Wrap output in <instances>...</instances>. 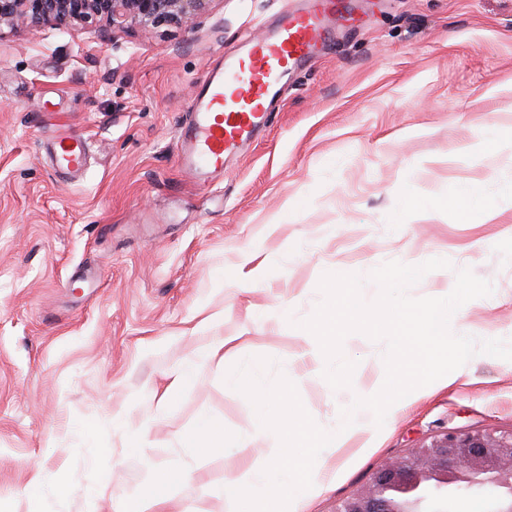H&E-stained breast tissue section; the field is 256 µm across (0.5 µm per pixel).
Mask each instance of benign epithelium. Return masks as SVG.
I'll return each instance as SVG.
<instances>
[{
	"instance_id": "1",
	"label": "benign epithelium",
	"mask_w": 512,
	"mask_h": 512,
	"mask_svg": "<svg viewBox=\"0 0 512 512\" xmlns=\"http://www.w3.org/2000/svg\"><path fill=\"white\" fill-rule=\"evenodd\" d=\"M211 0H0L3 30L149 31L183 25ZM488 492L490 512H512V431L447 432L378 468L336 512H454L461 489Z\"/></svg>"
}]
</instances>
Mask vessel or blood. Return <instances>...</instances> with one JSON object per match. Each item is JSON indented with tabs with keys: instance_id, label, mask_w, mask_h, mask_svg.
Masks as SVG:
<instances>
[{
	"instance_id": "vessel-or-blood-1",
	"label": "vessel or blood",
	"mask_w": 512,
	"mask_h": 512,
	"mask_svg": "<svg viewBox=\"0 0 512 512\" xmlns=\"http://www.w3.org/2000/svg\"><path fill=\"white\" fill-rule=\"evenodd\" d=\"M353 19L346 0H300L251 41L247 52L218 58L188 102L191 119L176 143L181 165L203 184L223 176L225 160L266 126L289 71L329 41L336 23ZM50 152L58 170L73 179L86 167L89 142L62 135L53 139Z\"/></svg>"
}]
</instances>
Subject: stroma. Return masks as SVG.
Returning <instances> with one entry per match:
<instances>
[{
    "label": "stroma",
    "instance_id": "obj_1",
    "mask_svg": "<svg viewBox=\"0 0 512 512\" xmlns=\"http://www.w3.org/2000/svg\"><path fill=\"white\" fill-rule=\"evenodd\" d=\"M295 3L212 0L182 27L107 41L80 28L0 41V512H114L178 463L190 470L182 512H221L210 490L226 464L262 462L276 441L215 365L169 391L220 336L231 363L272 358L337 431L341 408L384 378L385 345L347 336L352 385L328 384L298 326L324 274L448 259L410 296H446L470 269L493 293L464 305L463 334L512 340V207L499 196L512 180V0H371L293 74L223 177L200 187L178 165L210 64ZM64 132L91 145L76 183L48 150ZM451 191L481 195L497 217L458 223L437 205ZM464 371L345 440L335 486L306 512H334L434 436L512 430V362L479 354ZM203 415L255 455L193 458L183 442Z\"/></svg>",
    "mask_w": 512,
    "mask_h": 512
}]
</instances>
